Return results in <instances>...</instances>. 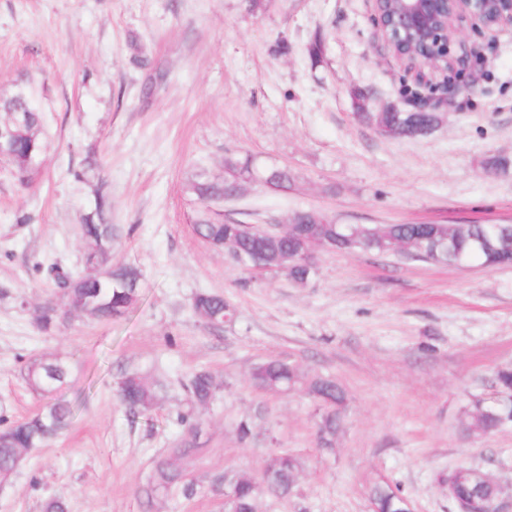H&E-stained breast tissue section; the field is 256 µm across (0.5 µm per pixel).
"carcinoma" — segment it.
<instances>
[{"instance_id":"cac0c4a2","label":"carcinoma","mask_w":512,"mask_h":512,"mask_svg":"<svg viewBox=\"0 0 512 512\" xmlns=\"http://www.w3.org/2000/svg\"><path fill=\"white\" fill-rule=\"evenodd\" d=\"M0 112L6 120H18L14 126L13 159L18 181L26 184L37 171L28 170L29 154L43 153V115L33 92L20 89L8 97H0ZM368 120L385 137L391 139L415 138L430 128L434 115L430 112H376ZM255 167L251 159L227 161L222 178H213L198 170L187 184L200 209L194 221L196 235L212 249L224 250V242L237 241L240 251L265 253L270 264H288V279L298 285L309 282L313 269L305 262L300 235L312 233L315 239L325 241L338 251L362 249L375 253L407 254L433 264L458 267L471 261L486 266L509 264L512 258V224L494 230L492 224H332L316 220L308 211L294 214L295 224L280 238H268L261 230L248 232L238 220L224 219V213L210 210V206L230 196L231 185L244 181ZM271 187L286 191L292 181L286 169L270 168ZM117 228L106 218V200L99 197L93 210L81 224L84 244L83 262L90 273L83 276L53 263L49 272L61 289L63 304H80L76 313L88 320L118 319L133 308L141 296L142 275L138 267L112 258V240ZM192 311L213 326H221L231 316L224 296L199 292L191 302ZM69 368L59 358L29 362L24 369L27 385L36 393L49 395L67 383ZM304 380V374L290 362L271 360L256 365L251 373L252 384L265 391L278 393L295 388ZM497 400H478L468 413L466 429L471 433L487 434L512 425V368H503L495 374ZM188 402L177 414L182 434L173 447L167 448L152 462V476L139 488L146 501L159 492L178 490L190 498L195 494L194 484L186 479L185 463L197 451L200 422L195 407L209 404L216 396L218 385L206 369L190 372L183 381ZM121 403L132 413H147L157 404L153 387L144 378L124 373L117 383ZM310 391L324 410L319 425V437L328 445L336 435L339 417L336 406L344 402V391L330 377H316L310 382ZM75 416L66 401L47 404L34 415L11 424L0 425V476H12L23 463L29 450L44 444L49 438L69 428ZM299 461L287 452L270 455L256 476L238 475L224 502V512H256V500L261 494L286 498L293 494ZM448 496L457 512H482L486 500L498 496L500 483L486 473L459 466L448 471L445 479ZM371 512H408V503L401 489L387 483H377L371 490Z\"/></svg>"}]
</instances>
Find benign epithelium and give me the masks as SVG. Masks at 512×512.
Here are the masks:
<instances>
[{
    "label": "benign epithelium",
    "mask_w": 512,
    "mask_h": 512,
    "mask_svg": "<svg viewBox=\"0 0 512 512\" xmlns=\"http://www.w3.org/2000/svg\"><path fill=\"white\" fill-rule=\"evenodd\" d=\"M384 19L380 34L391 52L414 72L407 99L414 111L435 106L426 90L445 91L481 56L482 46L461 38L464 25L492 34L512 26V0H372Z\"/></svg>",
    "instance_id": "1"
}]
</instances>
